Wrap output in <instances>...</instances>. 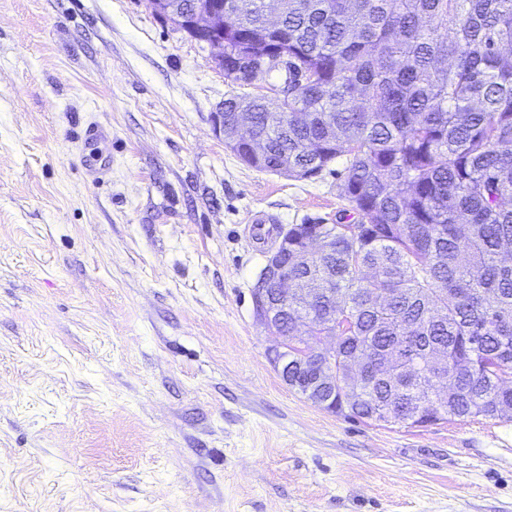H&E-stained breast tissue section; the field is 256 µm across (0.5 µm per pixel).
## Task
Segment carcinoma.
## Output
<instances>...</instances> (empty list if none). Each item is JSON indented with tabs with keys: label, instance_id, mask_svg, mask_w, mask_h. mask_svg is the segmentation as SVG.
Masks as SVG:
<instances>
[{
	"label": "carcinoma",
	"instance_id": "cac0c4a2",
	"mask_svg": "<svg viewBox=\"0 0 512 512\" xmlns=\"http://www.w3.org/2000/svg\"><path fill=\"white\" fill-rule=\"evenodd\" d=\"M250 16L224 48L284 45L314 83L252 103L267 154L246 163L286 158L289 177L310 179L343 157L340 196L361 217L323 228L301 265L288 232V277L321 289L308 310L288 297V354L336 339L325 394L338 414L418 427L437 392L444 420L512 418V0H288L278 33L255 25L263 0Z\"/></svg>",
	"mask_w": 512,
	"mask_h": 512
}]
</instances>
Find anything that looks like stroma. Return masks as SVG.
<instances>
[{
  "label": "stroma",
  "instance_id": "stroma-1",
  "mask_svg": "<svg viewBox=\"0 0 512 512\" xmlns=\"http://www.w3.org/2000/svg\"><path fill=\"white\" fill-rule=\"evenodd\" d=\"M257 93L146 0H0V512H512V419L335 414L270 363L275 235L348 203L344 159L225 145Z\"/></svg>",
  "mask_w": 512,
  "mask_h": 512
}]
</instances>
